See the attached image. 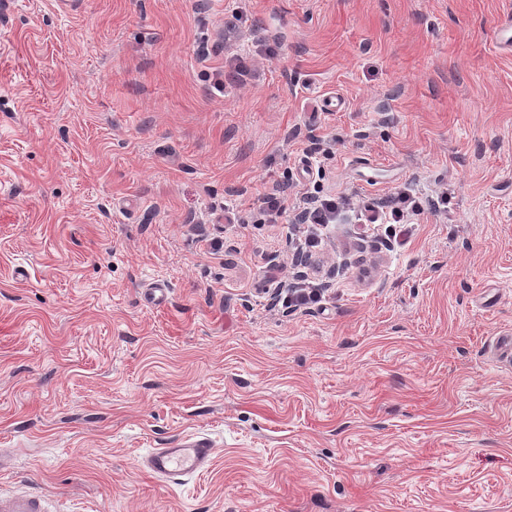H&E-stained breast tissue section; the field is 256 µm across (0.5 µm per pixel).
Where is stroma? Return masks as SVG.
<instances>
[{
    "label": "stroma",
    "instance_id": "35a3bbf8",
    "mask_svg": "<svg viewBox=\"0 0 512 512\" xmlns=\"http://www.w3.org/2000/svg\"><path fill=\"white\" fill-rule=\"evenodd\" d=\"M248 20L219 43L224 14ZM512 0H0V493L57 512H512ZM246 84L214 89L231 54ZM336 159L317 170L310 139ZM343 222L289 310L299 195ZM220 242L212 251L211 242ZM169 288L165 305L149 287ZM203 435L209 471L141 467ZM290 182L285 181L279 184V188L272 193L263 194L258 201L260 202V213L267 224H279L286 216L288 211V188ZM317 181L306 189L302 195V201L306 205L298 215L300 236L297 238L296 251L305 255L310 260H315L318 250L322 249L323 237L332 224L342 215L343 212L355 213L358 224H362L366 231L372 230L380 236L383 232L385 239L390 243H402L407 234L403 225L410 224V218L419 216L428 211L438 214L448 210V194L441 192L434 196H423L411 187L399 189L381 202L370 200L363 202L357 209H351L349 201L345 196H324L321 195ZM388 224V225H381ZM303 281H308L298 284L288 290L282 298V304L288 309H299L307 307L310 304H317L322 301L323 295L320 292L319 284L304 278Z\"/></svg>",
    "mask_w": 512,
    "mask_h": 512
}]
</instances>
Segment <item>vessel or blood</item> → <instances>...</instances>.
I'll return each mask as SVG.
<instances>
[{
	"instance_id": "vessel-or-blood-1",
	"label": "vessel or blood",
	"mask_w": 512,
	"mask_h": 512,
	"mask_svg": "<svg viewBox=\"0 0 512 512\" xmlns=\"http://www.w3.org/2000/svg\"><path fill=\"white\" fill-rule=\"evenodd\" d=\"M215 448L211 441L200 436L180 439L170 448L152 449L144 458V468L156 479L174 486L185 478L207 471L213 461ZM0 512H49L47 501L36 494L19 492L0 495Z\"/></svg>"
}]
</instances>
